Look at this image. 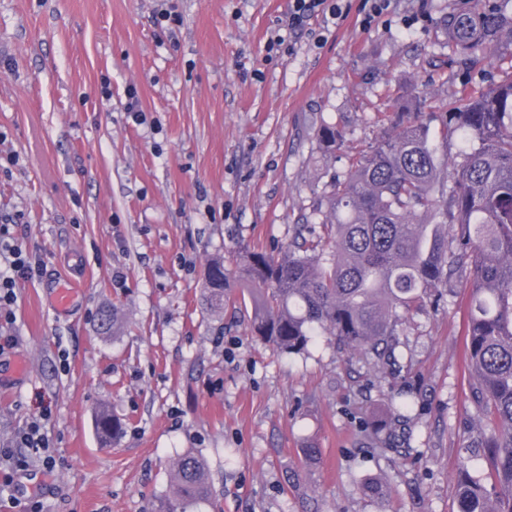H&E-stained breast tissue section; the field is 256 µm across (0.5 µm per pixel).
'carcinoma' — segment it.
Listing matches in <instances>:
<instances>
[{
	"label": "carcinoma",
	"instance_id": "obj_1",
	"mask_svg": "<svg viewBox=\"0 0 512 512\" xmlns=\"http://www.w3.org/2000/svg\"><path fill=\"white\" fill-rule=\"evenodd\" d=\"M441 29L454 46L451 64L475 68L485 49L512 42V13L503 0H468ZM453 157L439 161L431 123ZM394 134L383 136L350 162L342 179L327 184L301 226L318 219L320 231L267 252L245 248L235 255L236 273L252 289V330L274 350L301 354L326 334L352 353L393 365L399 346L400 312L442 298L455 278H467L464 361L474 374V407L491 412L496 428L482 448L494 470V487L461 468L458 512H512V76L462 86L441 116L409 93L393 111ZM316 140L336 150L341 132L322 125ZM228 269L224 259L208 265L204 309L224 313ZM413 403L371 419L381 450L394 449ZM125 429L102 409L97 434L105 444ZM300 467L284 475L302 492L303 512H320L307 493L321 449L302 448ZM214 496L203 456L184 452L173 460L170 489L152 512H199Z\"/></svg>",
	"mask_w": 512,
	"mask_h": 512
}]
</instances>
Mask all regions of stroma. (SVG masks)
Returning a JSON list of instances; mask_svg holds the SVG:
<instances>
[{
  "mask_svg": "<svg viewBox=\"0 0 512 512\" xmlns=\"http://www.w3.org/2000/svg\"><path fill=\"white\" fill-rule=\"evenodd\" d=\"M290 0H0V225L41 263L18 281L0 327V447L43 418L51 468L0 469V512H151L172 458L204 456L215 512H301L285 468L314 441L321 512H457L460 463L492 484L473 445L463 361L470 290L402 313L400 365L349 359L317 337L274 352L249 327L250 290L226 281L203 311L207 266L287 242L332 176L388 129L401 84L446 109L463 74L439 26L463 0H390L363 29L365 0L288 30ZM179 15L157 22L158 9ZM136 90L142 121L127 112ZM335 124L343 143L319 149ZM74 289L57 310L60 287ZM116 307V335L98 331ZM23 371H16V364ZM415 402L411 429L381 452L365 428ZM122 419L100 446L94 413ZM388 486L364 493L368 479Z\"/></svg>",
  "mask_w": 512,
  "mask_h": 512,
  "instance_id": "1",
  "label": "stroma"
}]
</instances>
